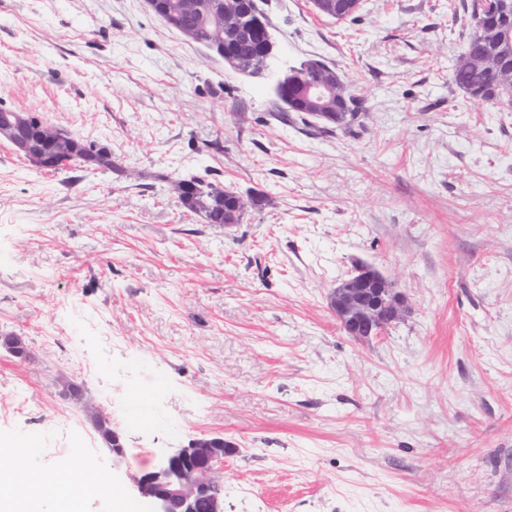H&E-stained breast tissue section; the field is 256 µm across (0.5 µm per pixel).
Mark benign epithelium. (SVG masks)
I'll return each mask as SVG.
<instances>
[{"label": "benign epithelium", "mask_w": 512, "mask_h": 512, "mask_svg": "<svg viewBox=\"0 0 512 512\" xmlns=\"http://www.w3.org/2000/svg\"><path fill=\"white\" fill-rule=\"evenodd\" d=\"M314 7L323 15L337 21L346 19L347 9H358L360 0H352L348 8L340 7V0H313ZM495 19H482L475 26V37L491 48L488 65L495 67L512 58V27L505 20L512 17V0H498ZM218 5L214 0H198L193 14L200 21L217 18ZM251 37L258 46L262 64L274 55L275 45L269 25L257 19ZM298 68L291 67L277 78L274 93L285 106L291 98L282 93L291 75ZM336 90L332 80L317 79L307 85V94L322 105ZM74 136L62 129L46 126L28 112L0 113V141H7L15 152L22 154L39 168L62 169L68 163L65 155ZM333 295L340 297L336 317L343 331L355 340H368L388 330L404 311V298L394 284L376 267L361 263L355 271L351 286L336 288ZM224 443L212 439L194 438L187 445L174 449L153 471L133 476L141 499L152 505V512H194L195 501L201 494L208 496L211 512H224V492L213 478L217 467L224 462Z\"/></svg>", "instance_id": "7a95c632"}]
</instances>
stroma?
Wrapping results in <instances>:
<instances>
[{
  "label": "stroma",
  "instance_id": "1",
  "mask_svg": "<svg viewBox=\"0 0 512 512\" xmlns=\"http://www.w3.org/2000/svg\"><path fill=\"white\" fill-rule=\"evenodd\" d=\"M256 2L276 50L247 75L145 0H0V105L116 165L0 142V334L27 345L0 350V438L136 512L133 476L203 434L234 447L224 512H512V112L453 81L470 0ZM309 58L361 99L352 132L276 103ZM190 176L265 201L210 224ZM360 260L407 302L365 342L329 304ZM82 164L81 168L91 170H110L116 168L112 162V153L107 151L105 147H101L96 152L80 150L76 155L71 158V163ZM70 163V164H71Z\"/></svg>",
  "mask_w": 512,
  "mask_h": 512
}]
</instances>
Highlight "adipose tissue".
Returning a JSON list of instances; mask_svg holds the SVG:
<instances>
[{
	"label": "adipose tissue",
	"mask_w": 512,
	"mask_h": 512,
	"mask_svg": "<svg viewBox=\"0 0 512 512\" xmlns=\"http://www.w3.org/2000/svg\"><path fill=\"white\" fill-rule=\"evenodd\" d=\"M27 444L21 442L0 445V512H41L46 489H53L63 512H78L83 495L104 492L114 502H122L119 487L107 485L102 479L89 475L81 483H72L67 477L54 472L29 473L26 467Z\"/></svg>",
	"instance_id": "ef3b65f1"
}]
</instances>
